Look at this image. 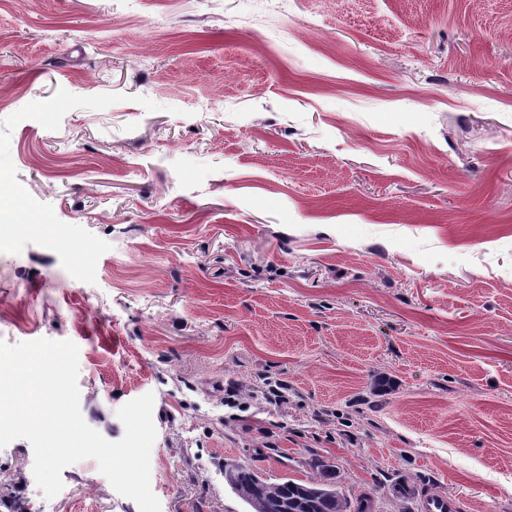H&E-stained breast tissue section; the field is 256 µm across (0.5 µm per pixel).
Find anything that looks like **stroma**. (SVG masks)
<instances>
[{
	"label": "stroma",
	"instance_id": "obj_1",
	"mask_svg": "<svg viewBox=\"0 0 512 512\" xmlns=\"http://www.w3.org/2000/svg\"><path fill=\"white\" fill-rule=\"evenodd\" d=\"M0 182V340L74 342L107 440L153 394L161 512L316 456L512 512V0H0ZM33 463L41 512H139Z\"/></svg>",
	"mask_w": 512,
	"mask_h": 512
}]
</instances>
